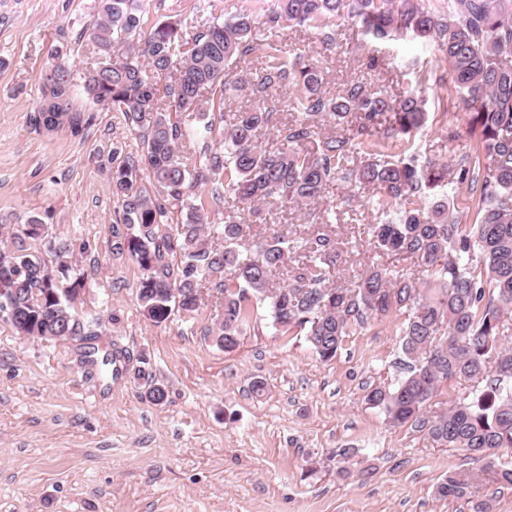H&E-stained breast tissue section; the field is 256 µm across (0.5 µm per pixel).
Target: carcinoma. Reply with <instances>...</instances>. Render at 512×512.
Returning <instances> with one entry per match:
<instances>
[{
	"label": "carcinoma",
	"mask_w": 512,
	"mask_h": 512,
	"mask_svg": "<svg viewBox=\"0 0 512 512\" xmlns=\"http://www.w3.org/2000/svg\"><path fill=\"white\" fill-rule=\"evenodd\" d=\"M353 19L364 35L385 43L409 35L444 55L476 140L459 163L427 165L385 151V142L411 141L426 119L423 92L394 100L350 82L338 95L324 90L318 59L287 54L278 41L259 37L252 15L237 13L190 37L172 22L144 29L142 0H99L88 28L94 56L84 83L96 103L118 112L139 133L143 151L112 150L111 178L121 200L123 223L113 249L143 271L137 299L155 323L174 312L197 311L201 289L215 288L223 312L211 329L226 352L238 346L250 302L267 304L274 327L304 332L319 359L336 357L351 327L369 318L405 316L401 329L406 374L370 386L369 407L388 423L409 427L432 443L463 448L487 460L493 478L512 485V464L499 451L512 448V346L500 336L512 321V0H448V18L429 0H277L268 27L299 25L331 47L328 28ZM259 54L261 76L238 68ZM45 73L41 102L63 101L72 132L82 129L73 109L71 69L61 47ZM288 87L291 120L277 129L275 148L259 144L273 112L264 93ZM252 104L227 110V92ZM197 113L190 126L182 115ZM220 137L224 151L204 148L186 155L182 141ZM154 184L150 193L143 180ZM361 186L377 212L367 224L376 255L403 256L426 266L431 280L419 285L398 267L365 264L354 287L332 285L339 242L324 219L315 232L284 228L254 230L239 208L281 213L321 204L336 182ZM465 185L464 197L438 195L446 185ZM224 210L223 223L209 215ZM175 200L185 218L171 224ZM475 214V222L462 223ZM36 216L0 239V301L11 305L9 322L20 336L53 331L88 342L85 357L98 351L97 334L84 332L72 300H56L59 286L48 275ZM178 257L181 271L170 260ZM150 401L161 404L167 386L143 370ZM485 382L465 396L440 400L451 380ZM469 478L450 471L437 482L440 500H463L472 512H494L476 498Z\"/></svg>",
	"instance_id": "1"
}]
</instances>
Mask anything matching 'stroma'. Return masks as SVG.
Wrapping results in <instances>:
<instances>
[{
  "label": "stroma",
  "mask_w": 512,
  "mask_h": 512,
  "mask_svg": "<svg viewBox=\"0 0 512 512\" xmlns=\"http://www.w3.org/2000/svg\"><path fill=\"white\" fill-rule=\"evenodd\" d=\"M275 0H143L147 25L179 23L193 34L245 12L264 19ZM98 0H0V224L39 217L46 237L67 244L81 284L73 310L116 365L89 364L79 339L22 337L0 319V512H471L438 500L451 471L481 460L390 426L364 401L367 387L405 374L402 317L352 327L335 358L322 362L299 331L280 335L256 301L234 351L210 330L219 309L212 290L193 314L156 324L136 298L142 271L113 251L122 207L112 186V152L141 140L120 114L82 89L93 45L87 27ZM325 56V88L361 81L398 99L424 89L427 122L395 154L418 163L457 162L474 139L440 52L408 38L378 45L349 21ZM63 45L72 67L80 133L34 125L49 51ZM376 70H367L369 58ZM339 277L354 282L373 254L351 225ZM168 388L156 405L138 370ZM265 384L264 394L251 390ZM356 449L368 478L339 475L333 453Z\"/></svg>",
  "instance_id": "obj_1"
}]
</instances>
